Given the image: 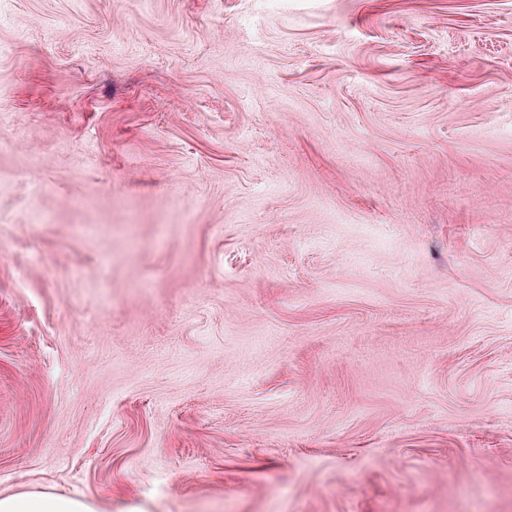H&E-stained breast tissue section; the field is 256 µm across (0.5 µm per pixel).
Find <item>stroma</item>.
Returning <instances> with one entry per match:
<instances>
[{
    "label": "stroma",
    "mask_w": 512,
    "mask_h": 512,
    "mask_svg": "<svg viewBox=\"0 0 512 512\" xmlns=\"http://www.w3.org/2000/svg\"><path fill=\"white\" fill-rule=\"evenodd\" d=\"M512 512V0H0V494Z\"/></svg>",
    "instance_id": "1"
}]
</instances>
